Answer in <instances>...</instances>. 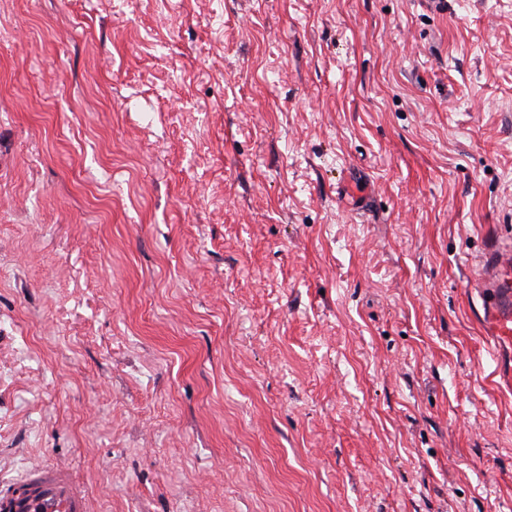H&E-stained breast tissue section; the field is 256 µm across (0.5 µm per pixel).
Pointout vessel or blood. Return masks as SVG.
<instances>
[{"label": "vessel or blood", "instance_id": "vessel-or-blood-1", "mask_svg": "<svg viewBox=\"0 0 512 512\" xmlns=\"http://www.w3.org/2000/svg\"><path fill=\"white\" fill-rule=\"evenodd\" d=\"M481 300L476 321L495 350L512 349V231L492 235L477 260L472 282ZM0 512H93L88 490L70 466L28 468L0 482Z\"/></svg>", "mask_w": 512, "mask_h": 512}]
</instances>
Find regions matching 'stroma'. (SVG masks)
I'll return each mask as SVG.
<instances>
[{"label": "stroma", "mask_w": 512, "mask_h": 512, "mask_svg": "<svg viewBox=\"0 0 512 512\" xmlns=\"http://www.w3.org/2000/svg\"><path fill=\"white\" fill-rule=\"evenodd\" d=\"M504 225L512 0H0V478L512 512ZM472 286L481 300L476 321L490 345L512 349V231L492 235L477 260Z\"/></svg>", "instance_id": "stroma-1"}]
</instances>
